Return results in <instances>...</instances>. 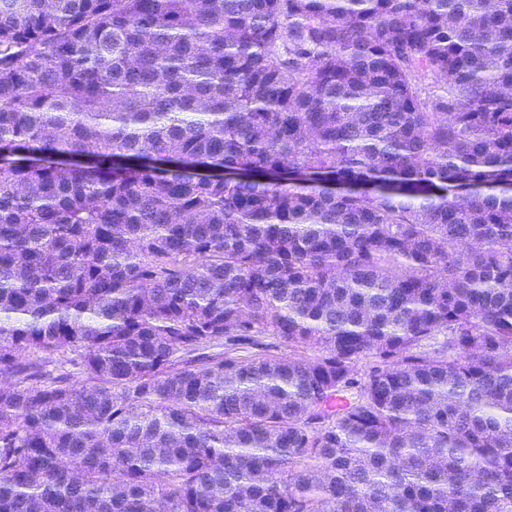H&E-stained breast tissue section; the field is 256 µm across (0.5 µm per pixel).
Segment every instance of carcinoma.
Listing matches in <instances>:
<instances>
[{
  "label": "carcinoma",
  "instance_id": "obj_1",
  "mask_svg": "<svg viewBox=\"0 0 512 512\" xmlns=\"http://www.w3.org/2000/svg\"><path fill=\"white\" fill-rule=\"evenodd\" d=\"M0 512H512V0H0Z\"/></svg>",
  "mask_w": 512,
  "mask_h": 512
}]
</instances>
